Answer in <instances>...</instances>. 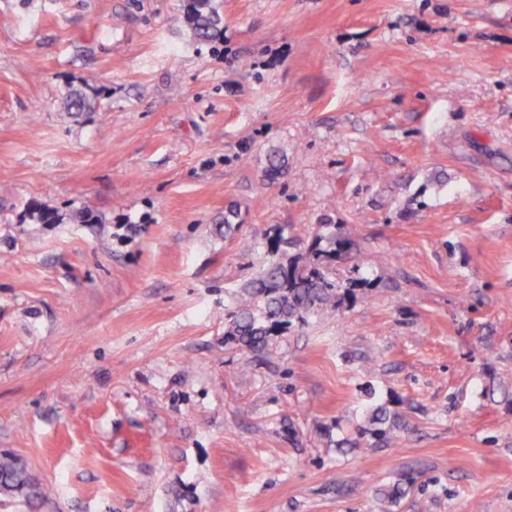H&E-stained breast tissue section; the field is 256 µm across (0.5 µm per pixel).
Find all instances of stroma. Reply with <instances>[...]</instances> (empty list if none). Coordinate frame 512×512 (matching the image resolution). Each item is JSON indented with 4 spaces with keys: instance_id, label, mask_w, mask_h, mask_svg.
<instances>
[{
    "instance_id": "obj_1",
    "label": "stroma",
    "mask_w": 512,
    "mask_h": 512,
    "mask_svg": "<svg viewBox=\"0 0 512 512\" xmlns=\"http://www.w3.org/2000/svg\"><path fill=\"white\" fill-rule=\"evenodd\" d=\"M186 4L0 0V512H512V0ZM318 224L370 286L226 341ZM185 19L194 36L200 40H207L215 35L222 22L213 0H190ZM368 428H364L365 433H369L373 438L381 443H391L394 433L401 427V420L398 414L384 404H376L369 407L367 411ZM0 492L48 497L49 490L35 488L23 467L8 458L0 459Z\"/></svg>"
}]
</instances>
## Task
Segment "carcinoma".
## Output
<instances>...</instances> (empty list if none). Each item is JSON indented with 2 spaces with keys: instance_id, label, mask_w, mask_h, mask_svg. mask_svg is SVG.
<instances>
[{
  "instance_id": "carcinoma-1",
  "label": "carcinoma",
  "mask_w": 512,
  "mask_h": 512,
  "mask_svg": "<svg viewBox=\"0 0 512 512\" xmlns=\"http://www.w3.org/2000/svg\"><path fill=\"white\" fill-rule=\"evenodd\" d=\"M185 19L200 40L215 35L222 22L213 0H190ZM286 163L285 154L270 150L266 176L281 174ZM288 245L298 252L288 253ZM357 254L356 241L336 233L334 224L317 225L303 243L286 237L285 229H277L274 240L266 243L261 270L241 287L225 315V335L258 356L269 349L273 338L335 311L355 288L370 284L366 277L342 274L347 266L353 272L359 270ZM367 424L364 432L385 444L402 427L399 415L384 404L369 407ZM0 492L48 496V491L32 485L24 468L8 458L0 459Z\"/></svg>"
}]
</instances>
